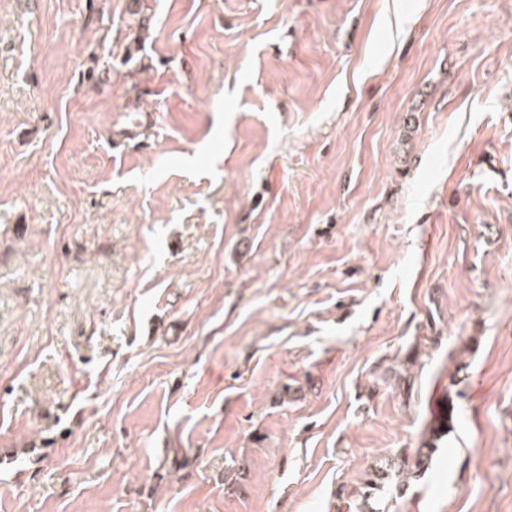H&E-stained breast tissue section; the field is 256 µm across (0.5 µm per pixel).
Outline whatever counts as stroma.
<instances>
[{
  "mask_svg": "<svg viewBox=\"0 0 512 512\" xmlns=\"http://www.w3.org/2000/svg\"><path fill=\"white\" fill-rule=\"evenodd\" d=\"M377 497L512 512V0H0V512Z\"/></svg>",
  "mask_w": 512,
  "mask_h": 512,
  "instance_id": "stroma-1",
  "label": "stroma"
}]
</instances>
